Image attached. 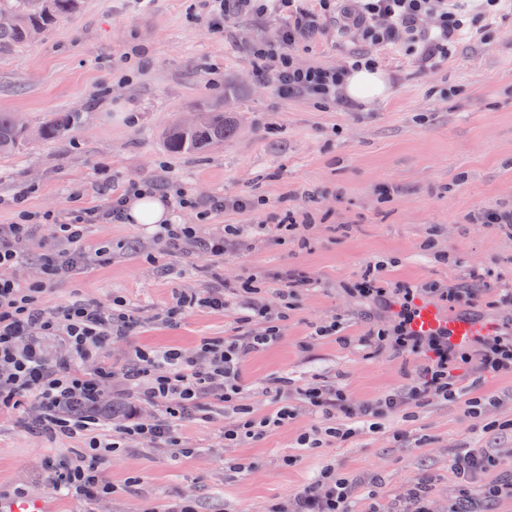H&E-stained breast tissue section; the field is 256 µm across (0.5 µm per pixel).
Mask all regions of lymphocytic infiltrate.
<instances>
[{"label":"lymphocytic infiltrate","mask_w":512,"mask_h":512,"mask_svg":"<svg viewBox=\"0 0 512 512\" xmlns=\"http://www.w3.org/2000/svg\"><path fill=\"white\" fill-rule=\"evenodd\" d=\"M321 14L295 10L294 18L282 31L276 47L258 46L256 55L261 71L276 72L295 93H313L322 100L335 99L343 70L295 65L290 54L298 44L319 28ZM344 26L373 43L400 41L419 44L420 23L432 15L437 19L434 39L424 44L422 58L435 63L448 58L465 19L461 9L448 0H345L339 10ZM126 194H113L107 206L79 209L67 220L54 215L37 214L22 208L17 219L0 225V414L16 410L27 398H34L38 413L33 427L47 435L79 433L91 447H100L99 425L91 410L99 405L101 384L110 379L107 371L88 375L79 364L95 358L103 344L125 339L136 324L134 313L123 299L103 310L95 301L84 300L62 310L42 306L36 293L83 262L84 228L89 224L122 223ZM36 224H49L64 237L67 250L48 249L41 264L42 275L29 287L7 277V270L18 265L21 246ZM162 231L173 247L196 240L198 248L212 255L224 253V243L240 237L242 226L228 224L220 239L197 240L190 224H166ZM345 293L361 317L374 323L372 330L358 339L363 348H385L396 355L413 359L415 368L409 387L393 390L375 400L350 397L333 385H312L301 392L306 406L322 425L301 437L305 448H319L324 442H344L362 431H378L381 414L421 408L433 398H448L461 373H512V290L504 289L499 310L508 322L487 334H475L466 343L454 341L447 323L423 332L416 322L421 304L430 298L473 304L475 295L463 287L445 284L389 283L367 274L346 288ZM242 330L225 337L219 344L206 343L193 353L172 348L165 351L134 350L126 381L138 401L152 413L122 425L112 432V447L121 441L140 438L152 445L178 447L173 423L191 415L197 400L213 395L224 404V445L239 448L248 441L281 426L295 415L288 404V393L277 389V409L262 419H254L243 402L240 381L244 361L261 348L277 341L281 334L283 310L271 306L258 295L253 284L239 291ZM60 339L67 348L55 360L46 357L45 342ZM86 406L87 415L75 418L76 405ZM106 455H98L94 464L63 465L56 470L52 485L57 490H74L88 495L111 494L105 479ZM355 482L325 471L321 478L304 486L288 500L272 505L268 512H355Z\"/></svg>","instance_id":"obj_1"}]
</instances>
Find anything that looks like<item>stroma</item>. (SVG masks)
I'll list each match as a JSON object with an SVG mask.
<instances>
[{"label":"stroma","instance_id":"stroma-1","mask_svg":"<svg viewBox=\"0 0 512 512\" xmlns=\"http://www.w3.org/2000/svg\"><path fill=\"white\" fill-rule=\"evenodd\" d=\"M466 8L474 17L455 51L431 66L401 44L363 41L332 19L297 45L301 66L337 69L359 53L376 61L390 79L389 95L353 106L340 97L324 104L288 92L275 75H255L252 45L276 41L288 24L277 0L227 18L220 32L210 27L209 0H82L76 17L0 57V112L21 114L33 127L54 112L82 115L62 139L0 155V224L14 220L20 195L30 211L63 215L161 179L199 198L262 199L261 208L203 223L185 211L183 222L201 238L223 235L228 224L263 222L270 230L229 242L213 257L172 249L145 224H90L88 249L109 247L110 263L91 255L41 302L61 310L79 299L106 305L122 297L138 323L100 352L118 377L134 348L191 352L235 334L242 282L255 280L273 301L284 271L310 272L318 287L289 298L279 339L241 368L258 419L276 407L262 390L277 375L296 387L338 380L358 399L408 383L412 359L359 348L369 326L342 310L344 286L367 265L382 279L412 284L466 285L471 270H480L473 306L442 304L436 312L466 319L475 332L500 325L499 291L512 287V228L480 217L512 206V0L490 16L478 14L476 0ZM203 105L230 112L233 133L202 155L170 154L166 129ZM287 210L297 219L288 232L278 227ZM430 241L448 260L427 251ZM53 243L51 226L37 225L13 277L24 285L36 280ZM212 285L225 289L227 309L196 307L169 319L181 294ZM334 319L338 331L320 335ZM468 397L475 410L465 399L436 400L386 414L377 434L314 449L298 445L318 424L305 411L245 447H225L224 405L208 397L195 415L176 421L181 449L130 439L111 452L112 493L104 500L53 488V467L89 464L95 452L85 436L32 431L28 404L0 415V512L28 500L41 501L44 512H162L185 499L196 512H265L327 468L374 480L383 512H401L423 474L438 493L457 494L450 461L462 448L493 459L468 486L478 500L485 484L512 482V461L498 456L512 446V376L484 375Z\"/></svg>","mask_w":512,"mask_h":512}]
</instances>
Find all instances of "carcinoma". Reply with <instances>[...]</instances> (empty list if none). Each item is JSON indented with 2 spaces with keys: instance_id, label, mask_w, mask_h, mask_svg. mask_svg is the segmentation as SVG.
Returning <instances> with one entry per match:
<instances>
[{
  "instance_id": "1",
  "label": "carcinoma",
  "mask_w": 512,
  "mask_h": 512,
  "mask_svg": "<svg viewBox=\"0 0 512 512\" xmlns=\"http://www.w3.org/2000/svg\"><path fill=\"white\" fill-rule=\"evenodd\" d=\"M81 0H0V12L14 15L15 23L0 27V55H7L28 43L27 33L38 28L49 32L58 21L70 18L79 12ZM203 122L185 129L176 125L169 127L164 136L168 150L176 155L201 154L233 131L224 111L208 107ZM81 123L78 112H54L37 128L21 131L15 124V114L0 112V155L12 154L32 139L53 141L65 137Z\"/></svg>"
}]
</instances>
